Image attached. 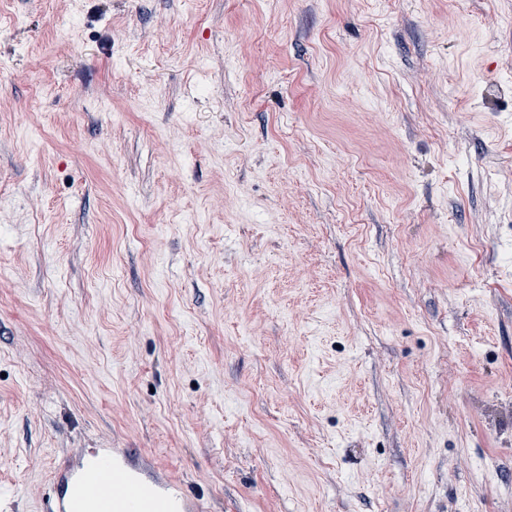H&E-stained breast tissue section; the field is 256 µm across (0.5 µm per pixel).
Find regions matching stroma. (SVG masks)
Wrapping results in <instances>:
<instances>
[{
	"instance_id": "stroma-1",
	"label": "stroma",
	"mask_w": 512,
	"mask_h": 512,
	"mask_svg": "<svg viewBox=\"0 0 512 512\" xmlns=\"http://www.w3.org/2000/svg\"><path fill=\"white\" fill-rule=\"evenodd\" d=\"M98 448L512 512V0H0V512Z\"/></svg>"
}]
</instances>
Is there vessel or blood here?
<instances>
[{
	"label": "vessel or blood",
	"mask_w": 512,
	"mask_h": 512,
	"mask_svg": "<svg viewBox=\"0 0 512 512\" xmlns=\"http://www.w3.org/2000/svg\"><path fill=\"white\" fill-rule=\"evenodd\" d=\"M48 512H205L180 480L153 459L123 448H101L89 458L72 455L52 476Z\"/></svg>",
	"instance_id": "vessel-or-blood-1"
}]
</instances>
